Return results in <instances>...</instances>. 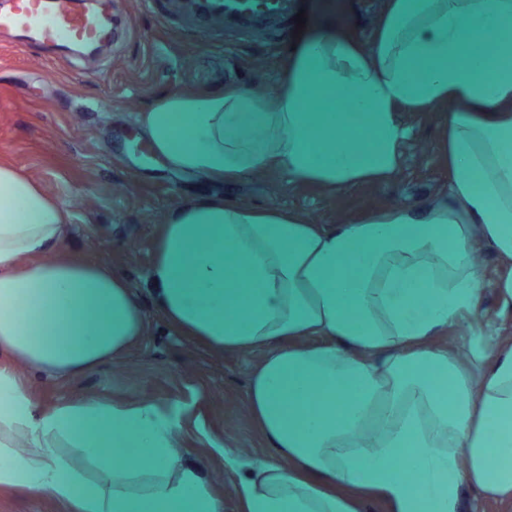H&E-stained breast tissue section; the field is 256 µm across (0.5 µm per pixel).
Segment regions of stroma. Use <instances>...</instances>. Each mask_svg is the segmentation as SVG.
Masks as SVG:
<instances>
[{"instance_id":"stroma-1","label":"stroma","mask_w":512,"mask_h":512,"mask_svg":"<svg viewBox=\"0 0 512 512\" xmlns=\"http://www.w3.org/2000/svg\"><path fill=\"white\" fill-rule=\"evenodd\" d=\"M386 0H299L306 20H327L371 44ZM118 36L94 56L58 61L46 48L0 43V157L33 176L68 204V255L107 264L130 281L147 318L146 333L118 364L65 380L21 369L38 407L104 395L149 401L178 426L188 463L200 466L224 497V512H240L231 483L219 481L223 450L240 462L263 456L266 445L248 419L243 392L261 351L215 353L177 333L158 312L144 281L158 226L191 199L221 196L246 206L292 210L321 224L390 205L418 208L448 185L443 137L448 109L401 110L410 136L395 178L343 194L294 185L276 173L221 182L169 169L144 142L138 114L174 91L201 95L247 86L279 90L299 38L286 46L265 41L210 40L169 0H112ZM484 292L477 317L485 333L512 345V299L500 284L512 277L494 252L473 241Z\"/></svg>"}]
</instances>
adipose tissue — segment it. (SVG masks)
Returning <instances> with one entry per match:
<instances>
[{
  "label": "adipose tissue",
  "mask_w": 512,
  "mask_h": 512,
  "mask_svg": "<svg viewBox=\"0 0 512 512\" xmlns=\"http://www.w3.org/2000/svg\"><path fill=\"white\" fill-rule=\"evenodd\" d=\"M509 25L512 0H387L368 47L308 24L276 94L171 92L141 112L174 170H275L341 193L398 172L397 107H449L448 188L422 210L328 225L207 197L161 224L147 283L165 320L217 351H265L243 401L270 456L243 476L228 460L243 512H358L359 493L392 512H462L468 485L512 501V346L427 342L478 309L473 239L512 265ZM68 220L0 159V488L72 512H224L157 406L37 410L20 368L68 377L120 362L146 332L125 278L61 252Z\"/></svg>",
  "instance_id": "obj_1"
}]
</instances>
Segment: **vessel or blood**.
Masks as SVG:
<instances>
[{
    "mask_svg": "<svg viewBox=\"0 0 512 512\" xmlns=\"http://www.w3.org/2000/svg\"><path fill=\"white\" fill-rule=\"evenodd\" d=\"M191 18L197 34L285 40L297 0H171ZM0 32L20 46H66L97 43L112 35L108 16L84 11L78 0H10L0 9Z\"/></svg>",
    "mask_w": 512,
    "mask_h": 512,
    "instance_id": "obj_1",
    "label": "vessel or blood"
}]
</instances>
